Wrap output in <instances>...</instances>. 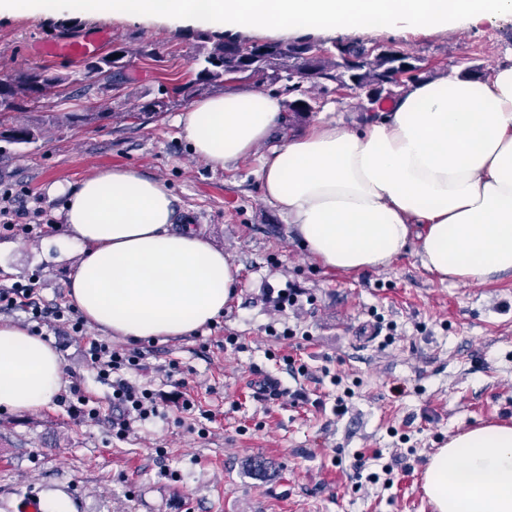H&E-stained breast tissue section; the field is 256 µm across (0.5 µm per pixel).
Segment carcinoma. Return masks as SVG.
<instances>
[{
  "mask_svg": "<svg viewBox=\"0 0 512 512\" xmlns=\"http://www.w3.org/2000/svg\"><path fill=\"white\" fill-rule=\"evenodd\" d=\"M209 40L211 46L192 58L193 67L186 79L171 83L159 96L143 102L139 111L128 113V117L139 120L143 115H159L205 88H223L231 82L249 81L259 87L279 85V91L288 96L285 107L289 120L298 123L312 112L307 103L313 95L305 84L312 83V88L318 91L339 93L348 88L351 77L358 85L377 93L384 83L395 81L398 73L394 59L369 55L354 41L343 44L344 53L357 61L348 74L341 69L334 54L308 55V39L288 43L211 36ZM132 57L133 53L126 47H113L112 52L96 58L86 67L85 86L117 89L127 84L134 63ZM65 81L64 76L43 69L1 74L0 115L22 112L39 106L44 100L59 97V87ZM35 134L32 126H17L11 129L9 142L28 144Z\"/></svg>",
  "mask_w": 512,
  "mask_h": 512,
  "instance_id": "1",
  "label": "carcinoma"
}]
</instances>
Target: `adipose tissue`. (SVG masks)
<instances>
[{
	"mask_svg": "<svg viewBox=\"0 0 512 512\" xmlns=\"http://www.w3.org/2000/svg\"><path fill=\"white\" fill-rule=\"evenodd\" d=\"M279 96L251 88L197 101L178 118L194 154L222 166L258 154L262 197L323 267L361 272L416 248L440 281L512 272V65L485 77L416 78L361 126L321 123L275 142ZM62 212L80 258L68 296L86 320L133 341L184 336L235 294L230 256L174 226L176 199L128 168L85 179ZM66 380L57 351L0 322V409L49 405ZM435 512H512V427L483 425L432 455Z\"/></svg>",
	"mask_w": 512,
	"mask_h": 512,
	"instance_id": "adipose-tissue-1",
	"label": "adipose tissue"
}]
</instances>
